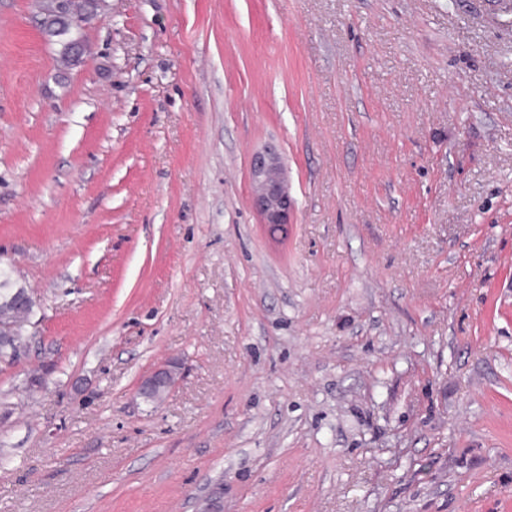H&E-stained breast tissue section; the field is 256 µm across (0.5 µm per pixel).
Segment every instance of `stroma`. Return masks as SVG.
<instances>
[{
	"label": "stroma",
	"instance_id": "obj_1",
	"mask_svg": "<svg viewBox=\"0 0 512 512\" xmlns=\"http://www.w3.org/2000/svg\"><path fill=\"white\" fill-rule=\"evenodd\" d=\"M99 11L0 0V512H512V0ZM71 0H35L34 6L40 27L46 34L47 27L57 19L70 20ZM47 35V34H46ZM252 203L263 224L285 227L296 210V200L288 188L282 154L275 145L253 153L250 161ZM11 290L14 291L9 295L7 300H4V296L1 292L0 302L2 305L0 306V316L8 318L16 323L0 320V341L7 339L10 336H20L22 327L17 323L26 322L32 312V310L30 312L19 310L7 304L17 302L29 309H32L35 305V300L23 287L12 288ZM5 302L7 304H4ZM176 368L172 365H163L156 368L140 386V396L147 395L157 389L163 388L170 392L176 384Z\"/></svg>",
	"mask_w": 512,
	"mask_h": 512
}]
</instances>
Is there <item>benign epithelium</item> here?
<instances>
[{
  "label": "benign epithelium",
  "instance_id": "benign-epithelium-1",
  "mask_svg": "<svg viewBox=\"0 0 512 512\" xmlns=\"http://www.w3.org/2000/svg\"><path fill=\"white\" fill-rule=\"evenodd\" d=\"M102 0H85L83 13L73 21V28L80 27L98 18L96 7ZM40 27H47L57 19H68L71 15V0H34ZM250 182L252 203L259 211L263 223L272 227H285L296 210V200L288 188V179L282 154L274 145H267L253 153L250 161ZM0 302L19 303L29 309L35 300L22 287H17L9 295H0ZM176 384V368L163 365L156 368L140 386L139 394L146 395L163 388L170 391Z\"/></svg>",
  "mask_w": 512,
  "mask_h": 512
}]
</instances>
